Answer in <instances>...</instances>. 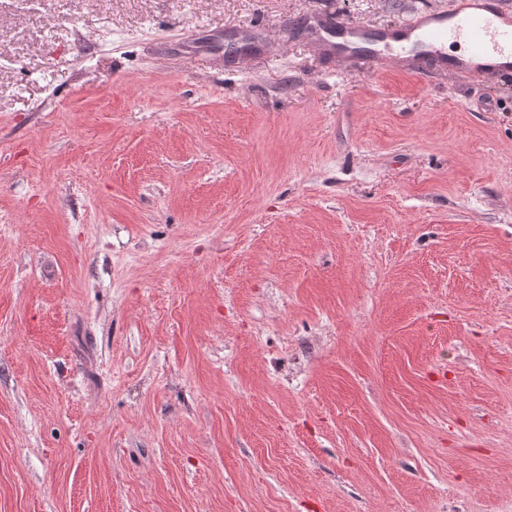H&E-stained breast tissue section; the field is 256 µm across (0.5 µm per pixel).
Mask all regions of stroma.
Masks as SVG:
<instances>
[{"label":"stroma","instance_id":"stroma-1","mask_svg":"<svg viewBox=\"0 0 512 512\" xmlns=\"http://www.w3.org/2000/svg\"><path fill=\"white\" fill-rule=\"evenodd\" d=\"M0 0V512H512V75L316 9Z\"/></svg>","mask_w":512,"mask_h":512}]
</instances>
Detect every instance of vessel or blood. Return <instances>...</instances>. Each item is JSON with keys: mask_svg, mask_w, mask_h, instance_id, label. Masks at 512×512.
I'll use <instances>...</instances> for the list:
<instances>
[{"mask_svg": "<svg viewBox=\"0 0 512 512\" xmlns=\"http://www.w3.org/2000/svg\"><path fill=\"white\" fill-rule=\"evenodd\" d=\"M306 28L322 51L340 61L397 60L418 74L469 80L512 74V0H451L448 10H417L404 22L380 28L315 10ZM452 45L460 53H449Z\"/></svg>", "mask_w": 512, "mask_h": 512, "instance_id": "b4317fda", "label": "vessel or blood"}]
</instances>
